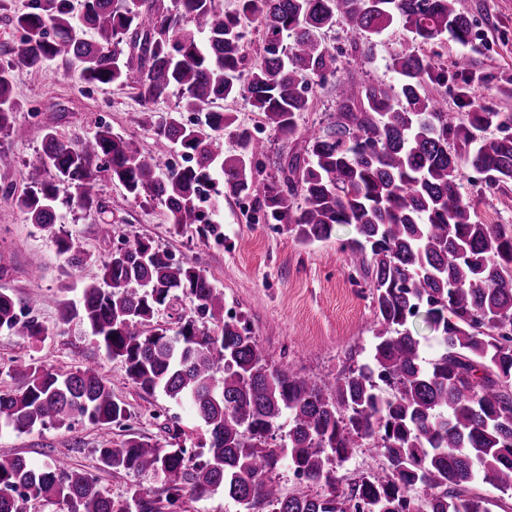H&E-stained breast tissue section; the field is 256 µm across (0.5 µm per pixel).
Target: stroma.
Wrapping results in <instances>:
<instances>
[{
  "instance_id": "stroma-1",
  "label": "stroma",
  "mask_w": 512,
  "mask_h": 512,
  "mask_svg": "<svg viewBox=\"0 0 512 512\" xmlns=\"http://www.w3.org/2000/svg\"><path fill=\"white\" fill-rule=\"evenodd\" d=\"M459 7L472 23L470 43L421 44L417 50L438 53L448 64L442 91L450 110L458 108L461 85L453 63L463 56L481 104L512 113V0H460ZM13 96L17 121L35 116L38 124L70 141L90 136L97 124L105 123L113 132L131 137L141 151L166 156L173 163L181 160L178 146L157 139L143 126L144 107L131 86L84 83L75 65L57 59L38 71H15ZM40 148L37 136L19 139L0 132V151L12 162L5 176L16 190L26 188V170L37 161ZM461 173L462 192L473 197L479 221L512 226V183L486 194L480 174L466 165ZM95 192L107 205L106 216L76 208L59 212L58 228L72 234L92 257L79 268L69 267L53 238L33 228L25 214L0 195V250L11 257L7 273L0 276V290L23 298L40 296L43 303L31 315L47 330L39 340L0 332V389L17 386L11 371L17 360L36 362L45 370L96 363L130 418L108 428L83 418L62 428L38 426L16 432L5 427L0 429V455L24 457L36 468L62 458L97 477L116 502L127 503L136 483L161 512H173L166 506L160 477L138 479L102 469L96 451L132 434L166 443L165 428L174 423L192 443L201 431L200 420L164 395L146 394L127 382L121 363L105 357L86 325L62 319L58 299H78L84 284L100 281L101 259L135 238L148 239L175 260L193 259L206 269L224 291L225 311L246 318L269 363L331 377L347 367L349 358L361 361L370 351L375 330L371 281L357 272V259L346 248L354 236L348 224L337 225L330 240L306 245L272 225L247 223L242 202L220 196L214 220L221 236L203 239L192 229L175 232L159 201L128 198L109 178H100Z\"/></svg>"
}]
</instances>
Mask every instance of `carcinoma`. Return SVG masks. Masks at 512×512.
<instances>
[{
    "label": "carcinoma",
    "mask_w": 512,
    "mask_h": 512,
    "mask_svg": "<svg viewBox=\"0 0 512 512\" xmlns=\"http://www.w3.org/2000/svg\"><path fill=\"white\" fill-rule=\"evenodd\" d=\"M180 16L194 29L177 27ZM246 19L262 27L254 58L243 48ZM396 19L413 43L471 39L459 0H238L232 11L223 0H80L78 9L74 0H31L16 17L21 44L0 64L1 131L33 132L15 120L13 71L56 59L76 64L87 84L133 85L147 112L178 91L185 110L204 114L192 125L179 111L150 121L190 162L178 169L107 124L79 142L40 128L41 154L13 204L54 236L69 266L90 256L56 231L59 207L105 213L93 192L102 175L134 200H158L175 230L193 225L203 238L220 232L200 224L197 186L217 176L224 196L253 199L247 222L276 224L302 243L353 226L348 247L371 274L370 353L331 379L269 364L246 319L224 316V291L207 271L148 239L101 261L102 281L84 285L78 300L59 301L63 319L87 324L129 382L190 403L206 427L195 449L135 435L97 449L107 470L161 476L170 506L188 492L201 498L222 489L246 512H490L472 492L477 480L512 493V235L480 223L458 184L463 162L486 175L487 191L512 181V114L476 104L466 77L459 103L467 112L448 110L430 90L448 81L441 56L407 44L389 56L396 82L361 81ZM338 20L356 39L333 120L302 134L301 147L265 175L266 142L210 106L244 99L278 136H295L312 85L336 75V54L319 33ZM226 133L239 154L224 156ZM184 297L193 303L189 315L179 312ZM31 308V298L0 291V330L46 335L24 318ZM165 309L177 312L172 326L154 321ZM420 316L442 344L429 360L409 328ZM13 371L24 383L0 389V425L26 432L76 416L100 427L130 418L96 365L46 372L25 360ZM282 418L287 441L278 443ZM354 448L371 449L385 465L341 490L335 465ZM284 462L327 490L285 494L272 478ZM39 498L68 512H129L95 476L63 461L34 468L0 455V512H28Z\"/></svg>",
    "instance_id": "cac0c4a2"
}]
</instances>
